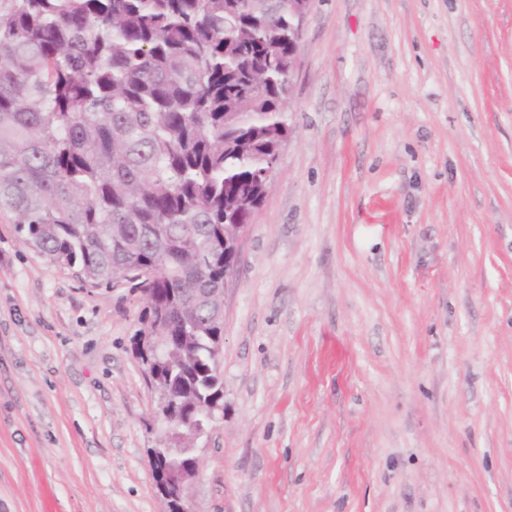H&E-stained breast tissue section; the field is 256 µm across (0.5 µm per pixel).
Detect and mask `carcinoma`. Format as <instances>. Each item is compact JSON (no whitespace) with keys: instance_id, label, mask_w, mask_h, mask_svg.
<instances>
[{"instance_id":"cac0c4a2","label":"carcinoma","mask_w":512,"mask_h":512,"mask_svg":"<svg viewBox=\"0 0 512 512\" xmlns=\"http://www.w3.org/2000/svg\"><path fill=\"white\" fill-rule=\"evenodd\" d=\"M297 28L288 0H0V210L85 284L144 296L133 350L181 418L224 397V239L291 134Z\"/></svg>"}]
</instances>
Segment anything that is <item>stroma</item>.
<instances>
[{
    "mask_svg": "<svg viewBox=\"0 0 512 512\" xmlns=\"http://www.w3.org/2000/svg\"><path fill=\"white\" fill-rule=\"evenodd\" d=\"M189 512H512V0H312ZM144 303L0 210V512H166Z\"/></svg>",
    "mask_w": 512,
    "mask_h": 512,
    "instance_id": "obj_1",
    "label": "stroma"
}]
</instances>
